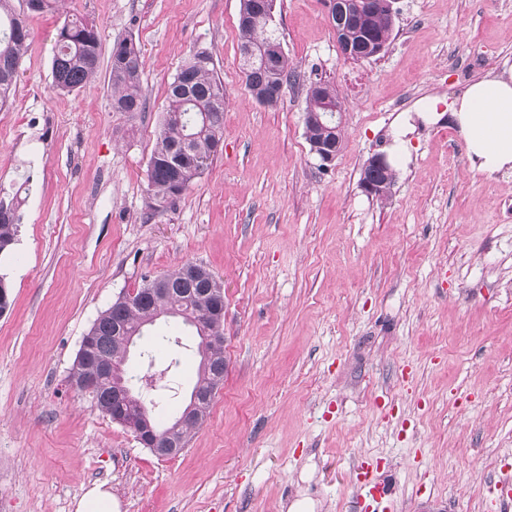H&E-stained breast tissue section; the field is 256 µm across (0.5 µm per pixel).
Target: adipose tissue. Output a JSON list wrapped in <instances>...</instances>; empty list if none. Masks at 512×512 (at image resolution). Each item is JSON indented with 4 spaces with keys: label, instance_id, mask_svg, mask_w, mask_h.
Instances as JSON below:
<instances>
[{
    "label": "adipose tissue",
    "instance_id": "ef3b65f1",
    "mask_svg": "<svg viewBox=\"0 0 512 512\" xmlns=\"http://www.w3.org/2000/svg\"><path fill=\"white\" fill-rule=\"evenodd\" d=\"M442 106L480 170L489 174L512 170V79L486 77L447 103L427 99L422 109L435 112Z\"/></svg>",
    "mask_w": 512,
    "mask_h": 512
}]
</instances>
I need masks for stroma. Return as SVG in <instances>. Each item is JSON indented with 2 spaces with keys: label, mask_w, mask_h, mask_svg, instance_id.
<instances>
[{
  "label": "stroma",
  "mask_w": 512,
  "mask_h": 512,
  "mask_svg": "<svg viewBox=\"0 0 512 512\" xmlns=\"http://www.w3.org/2000/svg\"><path fill=\"white\" fill-rule=\"evenodd\" d=\"M241 0H64L29 12L0 185L22 222L0 256V512H74L91 487L116 512H498L512 477V172L481 171L450 115L418 111L486 75L512 77V0H397L376 58L344 57L325 0H275L296 80L268 109L240 69ZM101 35L99 75L54 89L65 16ZM134 38L146 111H112L110 54ZM224 82V145L177 199L152 204L147 165L169 83L195 52ZM331 82L344 138L320 167L305 91ZM386 154L391 195L368 197ZM200 264L224 285V384L178 455L158 458L68 377L102 311L146 279ZM181 336L186 346L157 344ZM177 356L174 417L196 381L181 319L148 326L128 361ZM391 489L373 506L356 467ZM373 169H379L383 173L395 175L393 168L388 163L384 155H374L367 160L362 169L361 187L363 191L372 198L384 199L387 196L382 195L380 186L373 182L368 174Z\"/></svg>",
  "instance_id": "obj_1"
}]
</instances>
